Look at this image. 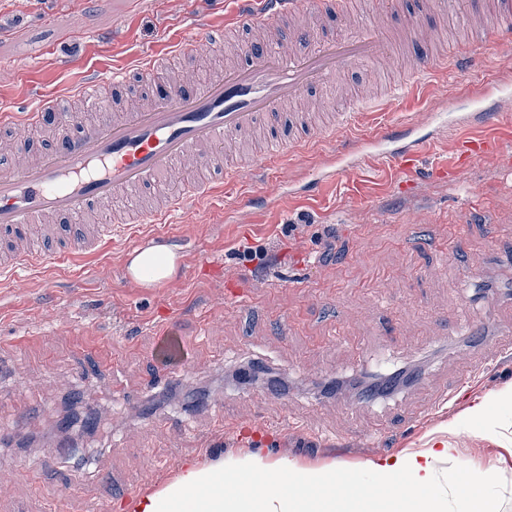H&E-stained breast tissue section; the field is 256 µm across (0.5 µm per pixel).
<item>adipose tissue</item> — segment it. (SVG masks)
Returning <instances> with one entry per match:
<instances>
[{
    "label": "adipose tissue",
    "instance_id": "ef3b65f1",
    "mask_svg": "<svg viewBox=\"0 0 512 512\" xmlns=\"http://www.w3.org/2000/svg\"><path fill=\"white\" fill-rule=\"evenodd\" d=\"M176 260L168 249H143L132 255L128 271L150 286L171 277ZM447 453V448H432L376 465L366 492L342 500L330 488V472L304 470L288 461L192 466L162 491L138 499L134 512H358L357 503L371 510L385 499L392 502L388 512H435L426 490L434 479L433 460Z\"/></svg>",
    "mask_w": 512,
    "mask_h": 512
}]
</instances>
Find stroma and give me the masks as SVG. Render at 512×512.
<instances>
[{"mask_svg":"<svg viewBox=\"0 0 512 512\" xmlns=\"http://www.w3.org/2000/svg\"><path fill=\"white\" fill-rule=\"evenodd\" d=\"M362 26L408 23L391 57L344 70L339 84L371 90L336 136H313L288 160V180L307 187L333 153L383 123L425 120L423 161L453 157L473 98L492 82L512 83V48L485 45L477 67H449L415 96L387 94L412 57L472 40L448 18L420 17L414 0L379 8L358 0ZM38 0H0V110L38 88L130 67L197 24L223 26L221 45L173 60L174 69L212 76L227 53L241 55L249 29L229 26L234 0H121L115 11L87 0H52L55 24L22 22ZM428 23L439 41L422 44ZM450 125L428 122L431 110ZM405 171L377 157L339 175L313 198L282 189L276 171L249 169L236 186L188 201L173 224L133 234L75 264L27 272L23 287L0 280V470L10 473L0 512H131L134 502L174 482L189 465L244 458L288 459L306 470L333 467L367 485L374 464L446 440L434 460L431 496L463 512L448 489L454 475L490 480L491 512H512V406L499 407L488 437L472 408L512 388V351L479 366L482 340L512 327V173L477 160L455 180ZM254 205H239L242 196ZM165 247L176 256L167 280L145 286L127 272L133 251ZM264 252L263 260L250 251ZM241 288L224 294V278ZM173 326L187 361L168 354ZM276 376H245L250 365ZM407 370L388 393L357 383ZM468 380L450 401L440 390ZM31 420H20L22 411ZM43 471V489L27 470Z\"/></svg>","mask_w":512,"mask_h":512,"instance_id":"obj_1","label":"stroma"}]
</instances>
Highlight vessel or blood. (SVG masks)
I'll list each match as a JSON object with an SVG mask.
<instances>
[{"instance_id":"b4317fda","label":"vessel or blood","mask_w":512,"mask_h":512,"mask_svg":"<svg viewBox=\"0 0 512 512\" xmlns=\"http://www.w3.org/2000/svg\"><path fill=\"white\" fill-rule=\"evenodd\" d=\"M234 23L263 27L266 38L252 41L243 60L227 66L222 75L205 85L192 81L173 83L158 75L172 57L198 54L205 45L204 33L183 35L164 50L145 55L135 67L102 71L80 78L74 86L38 104L14 101L11 110L0 114V123L21 132L43 125L57 135L52 150L32 156H14L9 170L0 172V232L14 234V252L0 258V277L21 269L76 263L97 254L113 239L129 234L132 225L165 222L178 214L189 197L209 194L210 184L187 187L183 195L166 197L154 210L124 213L112 223L96 225L85 236L83 225L71 226L56 246L33 247L27 233L47 217L83 213L119 199L130 191L154 186L176 164L194 170L215 168L225 185H234L241 165L229 160L225 148L257 125H264L268 138L258 165L285 168L289 154L298 152L302 138H285L279 133L287 104L304 99L309 90L334 85L344 66L380 60L392 49L388 31L372 30L345 36L326 35L309 50L302 44L307 35L294 32L278 37L272 22L315 13L325 20L327 12L340 11L352 17L354 0H235ZM422 12L452 15L460 24L479 27L480 39L498 44L512 43V0H501L489 25H478L475 6L462 0H422ZM474 63L475 55L452 50L449 58H417L405 84L393 87L396 95L427 82L449 62ZM150 79L147 105L126 109L102 121L83 125L71 132L69 122L59 115L65 99H91L102 92L124 87L129 80ZM428 141L415 126L399 129L381 127L363 142L364 150L377 152L386 162L403 168L416 167ZM501 138L487 107H479L472 130L460 141L452 162L437 164L436 174H452L484 157H500Z\"/></svg>"}]
</instances>
